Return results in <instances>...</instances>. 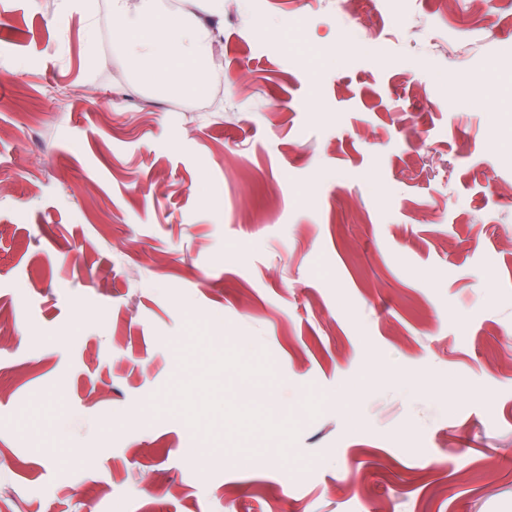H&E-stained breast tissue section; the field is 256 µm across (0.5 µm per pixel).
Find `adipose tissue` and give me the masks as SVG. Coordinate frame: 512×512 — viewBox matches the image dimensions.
<instances>
[{"label":"adipose tissue","instance_id":"obj_1","mask_svg":"<svg viewBox=\"0 0 512 512\" xmlns=\"http://www.w3.org/2000/svg\"><path fill=\"white\" fill-rule=\"evenodd\" d=\"M187 11L156 12L151 0H110L113 36L131 66L169 93H201L212 43L206 20L224 15V0H190Z\"/></svg>","mask_w":512,"mask_h":512}]
</instances>
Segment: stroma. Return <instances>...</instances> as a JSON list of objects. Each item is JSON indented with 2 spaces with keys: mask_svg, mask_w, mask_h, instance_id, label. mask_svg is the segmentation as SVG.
Segmentation results:
<instances>
[{
  "mask_svg": "<svg viewBox=\"0 0 512 512\" xmlns=\"http://www.w3.org/2000/svg\"><path fill=\"white\" fill-rule=\"evenodd\" d=\"M94 3L0 0V512H512V0H252L191 97Z\"/></svg>",
  "mask_w": 512,
  "mask_h": 512,
  "instance_id": "1",
  "label": "stroma"
}]
</instances>
